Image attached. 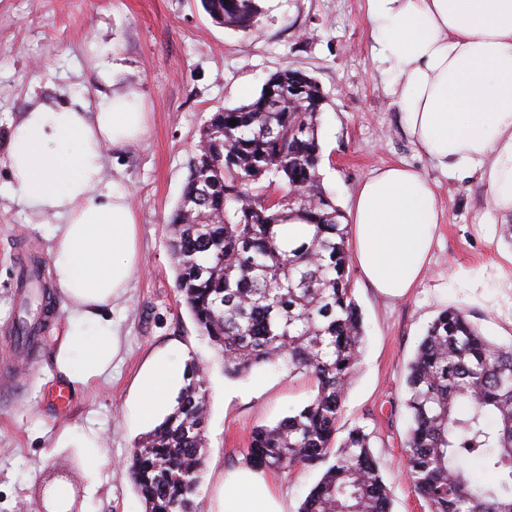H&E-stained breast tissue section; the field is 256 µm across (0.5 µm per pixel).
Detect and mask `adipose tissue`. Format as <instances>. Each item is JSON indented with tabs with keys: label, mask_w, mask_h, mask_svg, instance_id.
<instances>
[{
	"label": "adipose tissue",
	"mask_w": 512,
	"mask_h": 512,
	"mask_svg": "<svg viewBox=\"0 0 512 512\" xmlns=\"http://www.w3.org/2000/svg\"><path fill=\"white\" fill-rule=\"evenodd\" d=\"M371 53L403 129L433 165L477 179L491 203L485 224L512 222V0H365ZM140 95L128 91L88 110L81 103L29 108L11 126L8 179L0 198L34 220L53 219L52 278L70 314L54 357L80 384L112 367L118 340L110 312L137 262L129 193L103 180L105 148L144 133ZM442 210L434 185L395 163L358 186L347 212L362 276L388 298L417 288L428 268ZM182 368L154 357L137 379L140 417L169 413ZM219 512H286L271 480L241 466L224 475Z\"/></svg>",
	"instance_id": "ef3b65f1"
}]
</instances>
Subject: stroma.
<instances>
[{"mask_svg":"<svg viewBox=\"0 0 512 512\" xmlns=\"http://www.w3.org/2000/svg\"><path fill=\"white\" fill-rule=\"evenodd\" d=\"M260 31L214 23L200 0H0V183L7 179L9 127L30 103L89 108L131 89L147 114L139 141L105 153L104 178L130 194L139 259L124 298L112 308L119 347L109 376L70 385L65 408L48 395L62 384L53 357L70 326L54 314L38 352L14 340L17 278L36 255L51 269L49 229L9 202L0 203V512H20L44 490L62 488L64 512H144L125 461L150 427L132 404L136 376L154 353L195 359L209 380L208 445L197 512H214L223 473L245 464L256 427L305 405L313 379L267 366L239 379L224 375L219 352L199 335L175 284L168 217L188 174L198 130L212 112L256 96L269 74L291 68L313 77L325 103L319 141L323 187L348 210L371 172L402 162L434 182L443 219L427 275L408 297L379 296L352 271L365 343L344 397L339 430L360 425L371 437L391 512H426L405 475L407 368L428 324L456 307L489 340L512 344V299L474 302L465 283L500 262L512 244L485 237L489 207L475 182H453L403 133L371 54L364 0H260ZM94 429L99 446L78 438ZM321 475L315 467L272 471L273 486L298 512Z\"/></svg>","mask_w":512,"mask_h":512,"instance_id":"stroma-1","label":"stroma"}]
</instances>
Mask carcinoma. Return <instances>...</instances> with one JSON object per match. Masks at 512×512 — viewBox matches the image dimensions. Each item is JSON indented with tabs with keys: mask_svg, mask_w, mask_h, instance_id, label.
Instances as JSON below:
<instances>
[{
	"mask_svg": "<svg viewBox=\"0 0 512 512\" xmlns=\"http://www.w3.org/2000/svg\"><path fill=\"white\" fill-rule=\"evenodd\" d=\"M212 20L253 33L259 0H201ZM283 68L260 93L214 112L179 202L169 216L176 288L199 333L221 353L224 376L285 364L314 380L296 413L255 428L246 458L261 467L321 466L299 512H390L371 451L354 426L337 438L345 392L364 343L346 239L349 225L321 185L316 80L288 93ZM238 124H230L231 120ZM293 222L305 236L283 240ZM21 322L16 339H41ZM208 382L194 361L170 414L133 448L126 468L145 512H197L205 466ZM407 476L428 512H512V345L485 339L459 308L442 311L422 338L406 378ZM478 462L493 480L480 478Z\"/></svg>",
	"mask_w": 512,
	"mask_h": 512,
	"instance_id": "carcinoma-1",
	"label": "carcinoma"
}]
</instances>
